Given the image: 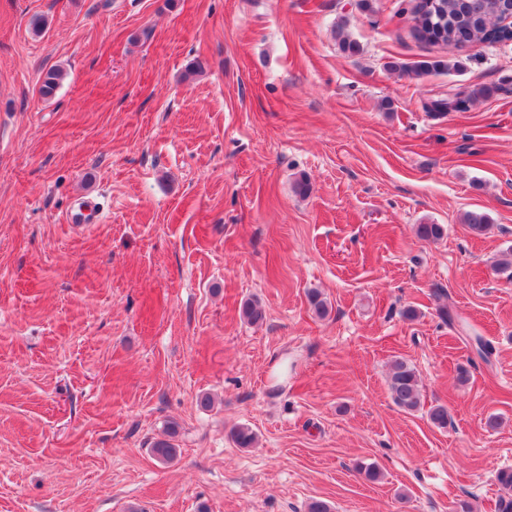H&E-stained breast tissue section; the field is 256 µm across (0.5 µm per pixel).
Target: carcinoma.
<instances>
[{
    "label": "carcinoma",
    "mask_w": 512,
    "mask_h": 512,
    "mask_svg": "<svg viewBox=\"0 0 512 512\" xmlns=\"http://www.w3.org/2000/svg\"><path fill=\"white\" fill-rule=\"evenodd\" d=\"M438 20L433 27L413 28L414 37L424 43L460 48L476 40L500 42L512 40V29L498 25L507 16H512V0H438ZM62 80V72L50 69L43 77L39 88L42 98L54 97ZM428 112H453L460 110L453 97L432 99L425 105ZM462 221L475 236L486 234L491 228V218L481 210H471L463 215ZM388 389L393 402L402 410L412 413L422 407V395L415 368L406 360L392 361L388 372ZM177 425L167 427L166 437L153 443L150 448L154 459L168 464L178 454L175 438ZM235 444L240 448H251L256 442L255 433L247 426H239L232 432ZM502 487L495 502V512H512V469H503L497 474Z\"/></svg>",
    "instance_id": "1"
}]
</instances>
